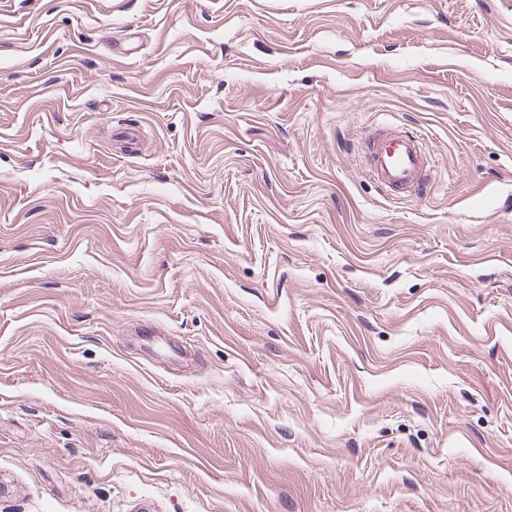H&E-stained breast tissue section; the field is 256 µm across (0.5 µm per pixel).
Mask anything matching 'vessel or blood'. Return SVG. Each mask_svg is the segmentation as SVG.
Wrapping results in <instances>:
<instances>
[{"label": "vessel or blood", "instance_id": "b4317fda", "mask_svg": "<svg viewBox=\"0 0 512 512\" xmlns=\"http://www.w3.org/2000/svg\"><path fill=\"white\" fill-rule=\"evenodd\" d=\"M428 164L422 135L376 129L370 143L368 171L386 188L412 190L427 186Z\"/></svg>", "mask_w": 512, "mask_h": 512}]
</instances>
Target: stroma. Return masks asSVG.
<instances>
[{
	"instance_id": "stroma-1",
	"label": "stroma",
	"mask_w": 512,
	"mask_h": 512,
	"mask_svg": "<svg viewBox=\"0 0 512 512\" xmlns=\"http://www.w3.org/2000/svg\"><path fill=\"white\" fill-rule=\"evenodd\" d=\"M0 512H512V0H0ZM371 138L368 172L381 186L409 191L430 184L421 134L393 132L389 126L375 129Z\"/></svg>"
}]
</instances>
